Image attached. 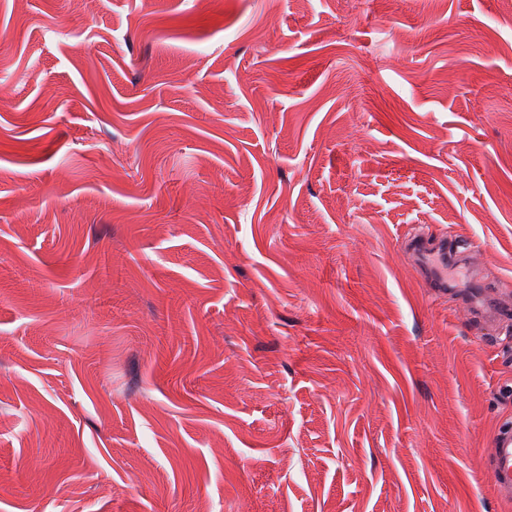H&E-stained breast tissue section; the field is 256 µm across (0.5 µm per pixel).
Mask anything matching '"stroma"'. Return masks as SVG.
<instances>
[{"mask_svg": "<svg viewBox=\"0 0 512 512\" xmlns=\"http://www.w3.org/2000/svg\"><path fill=\"white\" fill-rule=\"evenodd\" d=\"M499 304L512 0H0V512H512ZM408 250L418 259L432 257L441 268L448 266V241L446 238L432 239L413 236L408 240ZM486 475L495 487L504 494L512 491V427L502 426L494 440L491 455L486 465Z\"/></svg>", "mask_w": 512, "mask_h": 512, "instance_id": "obj_1", "label": "stroma"}]
</instances>
